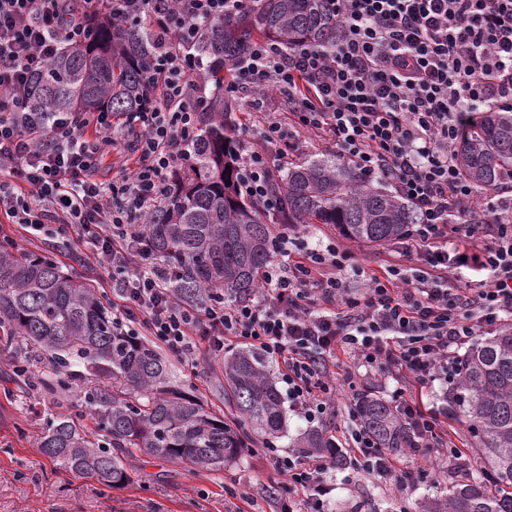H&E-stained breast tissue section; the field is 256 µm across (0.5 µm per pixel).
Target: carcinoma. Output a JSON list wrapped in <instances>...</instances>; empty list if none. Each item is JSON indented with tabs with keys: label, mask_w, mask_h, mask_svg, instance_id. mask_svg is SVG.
<instances>
[{
	"label": "carcinoma",
	"mask_w": 512,
	"mask_h": 512,
	"mask_svg": "<svg viewBox=\"0 0 512 512\" xmlns=\"http://www.w3.org/2000/svg\"><path fill=\"white\" fill-rule=\"evenodd\" d=\"M335 39L332 0H256L203 25L194 53L208 77L225 82L239 53L256 40L325 48ZM155 43L148 28L102 15L88 38L32 77L27 111L41 127L59 112H110L121 119L144 111ZM238 111L222 91L210 98L186 165L174 171V195L154 206L141 226L153 256L179 267L167 284L179 302L204 309L216 292L236 302L252 298L272 258L275 224H333L349 238L380 245L405 238L419 223L407 201L344 164L322 159L290 163L273 176L272 193L282 210L266 215L240 186ZM457 151L475 187L496 189L512 180V107L486 113ZM18 339L27 355L13 372L30 386L61 397L77 381L94 380L84 403L96 433L67 414L52 413L37 445L68 471L107 488L129 480V458L136 452L218 472L250 451L251 434L269 443L284 431L282 399L260 353L242 349L224 358V403L236 411L228 420L206 409L193 390L173 384L158 348L119 330L91 284L64 273L49 253L5 240L0 343ZM44 356L49 372L39 376L29 362ZM452 401L477 438L476 465L484 474L454 483L418 512H512V325L475 342L460 358ZM358 412L381 447L396 453L405 446L408 429L391 403L365 395ZM298 447L319 452L330 442L313 431Z\"/></svg>",
	"instance_id": "carcinoma-1"
}]
</instances>
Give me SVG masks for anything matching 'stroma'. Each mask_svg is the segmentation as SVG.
<instances>
[{
    "instance_id": "stroma-1",
    "label": "stroma",
    "mask_w": 512,
    "mask_h": 512,
    "mask_svg": "<svg viewBox=\"0 0 512 512\" xmlns=\"http://www.w3.org/2000/svg\"><path fill=\"white\" fill-rule=\"evenodd\" d=\"M0 234L12 237L23 249L54 253L65 273L93 280L98 277L80 247L60 239L31 237L6 221L0 223ZM297 236L312 246L333 242L350 249L355 263L367 269L379 268L392 254L391 245L349 240L330 224L299 225ZM20 354L18 346H0V512H283L285 500L277 489L284 479L258 445L220 472L191 470L139 453L129 461V482L112 489L63 469L36 445L44 419L56 412L78 416L89 428L94 422L80 389L55 398L16 378L12 364ZM174 367L181 382L194 386L206 408L223 410V356L201 350L194 360L175 361ZM397 387L387 373L359 374L354 384H339L332 407L312 423L304 420L291 401H284L287 432L277 445L292 451L303 433L315 429L330 436L337 449H344L351 426L349 408L367 393L394 399ZM397 460L403 467L426 469L429 478L399 490L350 462L326 469L320 485L331 512H414L420 502L445 494L452 481L477 473L473 466L450 469L437 447L407 448Z\"/></svg>"
}]
</instances>
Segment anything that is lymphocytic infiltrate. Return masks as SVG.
I'll return each mask as SVG.
<instances>
[{
  "label": "lymphocytic infiltrate",
  "instance_id": "f902f5d3",
  "mask_svg": "<svg viewBox=\"0 0 512 512\" xmlns=\"http://www.w3.org/2000/svg\"><path fill=\"white\" fill-rule=\"evenodd\" d=\"M0 0V215L23 230L90 245L89 260L112 284V320L189 359L217 354L233 338L282 364L288 398L306 420L331 406L343 356L390 371L410 387L458 376L456 346L512 321V194L478 199L456 147L484 112L512 105V0H333L339 19L326 49L284 50L255 42L235 66L225 94L271 87L288 99L280 116L241 113L237 153L245 194L277 212L269 184L302 148L331 142L362 176L385 181L420 221L385 266L348 288L350 250L330 243L292 247L283 233L249 302L215 300L199 311L177 302L166 282L176 272L151 256L138 226L168 198L170 175L186 156L199 113L216 86L192 48L201 25L233 15L243 0ZM111 12L147 25L159 44L147 111L125 121L140 136L130 160L103 173L104 150L120 142L111 113L68 112L46 129L28 124L27 84L91 22ZM258 130L259 143L246 134ZM489 275L459 285L457 271ZM411 447L463 453L448 430L446 405L401 401ZM354 463L405 488L419 478L401 468L349 409ZM267 456L298 494L299 512H325L320 474L331 457L304 461L270 448Z\"/></svg>",
  "mask_w": 512,
  "mask_h": 512
}]
</instances>
